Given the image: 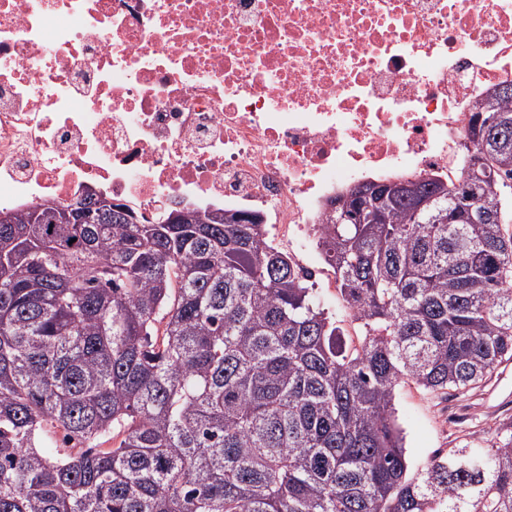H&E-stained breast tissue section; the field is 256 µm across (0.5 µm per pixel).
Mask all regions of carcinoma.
I'll use <instances>...</instances> for the list:
<instances>
[{
    "label": "carcinoma",
    "mask_w": 512,
    "mask_h": 512,
    "mask_svg": "<svg viewBox=\"0 0 512 512\" xmlns=\"http://www.w3.org/2000/svg\"><path fill=\"white\" fill-rule=\"evenodd\" d=\"M512 82L469 118L466 190L419 180L319 245L336 321L258 218L0 223V512H512V432L408 475L396 386L463 391L512 359ZM63 433L58 443L57 432ZM314 285L321 306L328 311L329 315L336 318V325L340 326L346 336L348 342L352 341V345L358 342L359 328L356 322L353 321L351 313L347 308L345 301L339 290L336 288H328L326 280L320 281L319 279L313 280Z\"/></svg>",
    "instance_id": "carcinoma-1"
}]
</instances>
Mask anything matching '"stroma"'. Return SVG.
<instances>
[{"mask_svg":"<svg viewBox=\"0 0 512 512\" xmlns=\"http://www.w3.org/2000/svg\"><path fill=\"white\" fill-rule=\"evenodd\" d=\"M394 407L412 468L443 449L490 447L498 431L512 427V360L464 393L433 395L412 382L400 383Z\"/></svg>","mask_w":512,"mask_h":512,"instance_id":"obj_1","label":"stroma"}]
</instances>
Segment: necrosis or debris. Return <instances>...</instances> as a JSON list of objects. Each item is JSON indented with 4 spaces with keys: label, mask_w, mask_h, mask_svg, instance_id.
Listing matches in <instances>:
<instances>
[{
    "label": "necrosis or debris",
    "mask_w": 512,
    "mask_h": 512,
    "mask_svg": "<svg viewBox=\"0 0 512 512\" xmlns=\"http://www.w3.org/2000/svg\"><path fill=\"white\" fill-rule=\"evenodd\" d=\"M509 80L512 0H0V210L256 215L317 276L327 200L453 175ZM88 196V197H87ZM91 196V197H89ZM93 196V197H92ZM87 197V200H89V204H93L95 202L96 208L102 210H105L108 206L112 204V200L109 198H106L104 195L101 194L100 191L93 189V188H87L85 189L80 196L71 198L66 205L62 206L60 209L63 211L64 218L66 220L74 221V217L77 218V222L81 223L84 221H89L94 215V211H89L86 209L83 205L80 203L83 202V199ZM94 198V199H93ZM95 199H98V202L94 201ZM114 205L112 204V207Z\"/></svg>",
    "instance_id": "1"
}]
</instances>
